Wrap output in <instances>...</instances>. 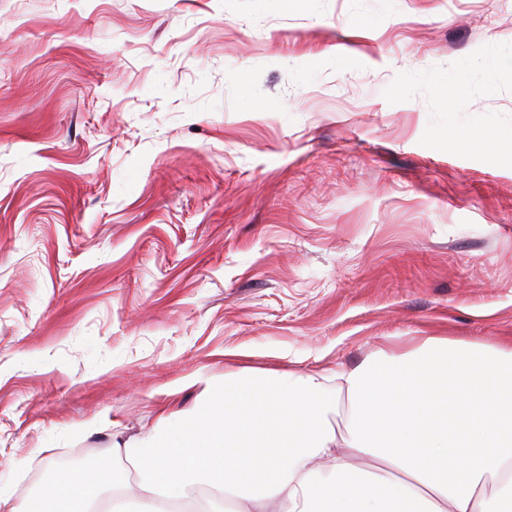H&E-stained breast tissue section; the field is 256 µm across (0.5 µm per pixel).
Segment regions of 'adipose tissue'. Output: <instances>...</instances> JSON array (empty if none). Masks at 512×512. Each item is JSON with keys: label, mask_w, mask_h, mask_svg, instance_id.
I'll return each mask as SVG.
<instances>
[{"label": "adipose tissue", "mask_w": 512, "mask_h": 512, "mask_svg": "<svg viewBox=\"0 0 512 512\" xmlns=\"http://www.w3.org/2000/svg\"><path fill=\"white\" fill-rule=\"evenodd\" d=\"M495 410L451 426L425 412L428 401ZM287 407L278 435L291 440V415L306 427L294 450L258 455V411L267 397ZM344 414V429L333 422ZM412 453H405V446ZM112 458L55 474L28 505L0 484V512H223L226 492L256 512H512V344L421 337L400 355L339 371L243 367L199 395L192 411L162 405L137 436L112 435ZM424 453L440 469L425 472ZM263 467L270 482L243 481Z\"/></svg>", "instance_id": "ef3b65f1"}]
</instances>
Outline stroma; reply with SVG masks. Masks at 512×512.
Returning <instances> with one entry per match:
<instances>
[{
	"mask_svg": "<svg viewBox=\"0 0 512 512\" xmlns=\"http://www.w3.org/2000/svg\"><path fill=\"white\" fill-rule=\"evenodd\" d=\"M511 136L512 0H0V481L244 366L512 342ZM498 59V53L492 50L468 65L467 84L470 92L483 89L492 72L497 68ZM488 120L471 112H458L454 104L448 103V137L467 143L471 146H478L479 143L473 140V133L479 127H485Z\"/></svg>",
	"mask_w": 512,
	"mask_h": 512,
	"instance_id": "obj_1",
	"label": "stroma"
}]
</instances>
